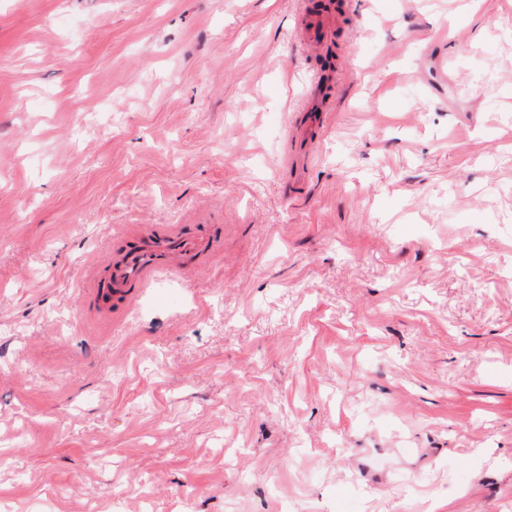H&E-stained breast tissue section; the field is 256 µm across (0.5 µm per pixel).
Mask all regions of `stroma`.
Listing matches in <instances>:
<instances>
[{"mask_svg":"<svg viewBox=\"0 0 512 512\" xmlns=\"http://www.w3.org/2000/svg\"><path fill=\"white\" fill-rule=\"evenodd\" d=\"M314 3L0 0V512H512V0ZM302 34L307 44L314 48H321L328 35L326 16L321 14H305L302 20ZM196 242L185 236L145 239L126 248L123 259L112 266L104 288H146L156 275H170L188 264L195 255Z\"/></svg>","mask_w":512,"mask_h":512,"instance_id":"obj_1","label":"stroma"}]
</instances>
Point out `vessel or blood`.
I'll list each match as a JSON object with an SVG mask.
<instances>
[{"instance_id":"obj_1","label":"vessel or blood","mask_w":512,"mask_h":512,"mask_svg":"<svg viewBox=\"0 0 512 512\" xmlns=\"http://www.w3.org/2000/svg\"><path fill=\"white\" fill-rule=\"evenodd\" d=\"M302 34L310 47L321 48L328 35L325 15H304ZM195 250V241L183 236L134 242L127 247L123 259L112 266L108 284L116 289L147 287L153 276L179 271L191 261Z\"/></svg>"}]
</instances>
